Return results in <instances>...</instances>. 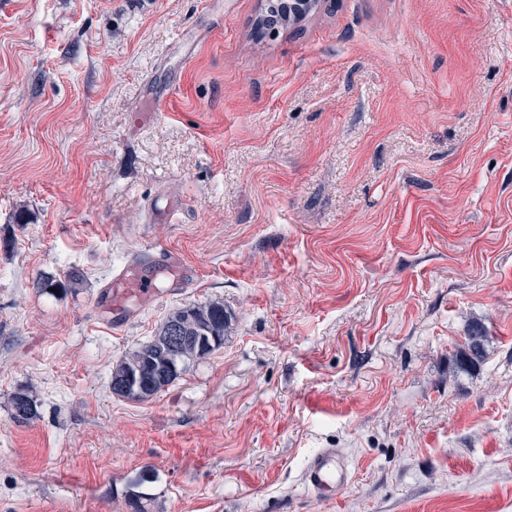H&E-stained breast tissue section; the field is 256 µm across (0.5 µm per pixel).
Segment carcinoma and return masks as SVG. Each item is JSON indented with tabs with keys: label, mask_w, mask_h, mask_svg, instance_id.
Returning <instances> with one entry per match:
<instances>
[{
	"label": "carcinoma",
	"mask_w": 512,
	"mask_h": 512,
	"mask_svg": "<svg viewBox=\"0 0 512 512\" xmlns=\"http://www.w3.org/2000/svg\"><path fill=\"white\" fill-rule=\"evenodd\" d=\"M180 316L182 333L191 337L186 344L177 348L166 347L165 336L169 335V322ZM228 326L224 303L215 301L205 305H189L170 314L160 325L154 338L129 353L112 373L113 379H126V390L119 396L131 400H142L161 391V386L171 385L177 375L168 376L162 385L149 390L139 384L144 379H154L168 369L171 360L178 365L191 358H203L224 344V331ZM485 337L475 333L468 336V352L460 361L463 366L472 365L481 357ZM13 419L26 423L37 415L35 401L26 393L18 392L12 397Z\"/></svg>",
	"instance_id": "1"
}]
</instances>
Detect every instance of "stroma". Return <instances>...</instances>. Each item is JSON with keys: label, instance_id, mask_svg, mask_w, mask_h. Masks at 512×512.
Listing matches in <instances>:
<instances>
[{"label": "stroma", "instance_id": "stroma-1", "mask_svg": "<svg viewBox=\"0 0 512 512\" xmlns=\"http://www.w3.org/2000/svg\"><path fill=\"white\" fill-rule=\"evenodd\" d=\"M265 6L0 0V512H512V0ZM155 241L200 275L112 330ZM213 300L220 349L113 395ZM181 313V329L184 336H192L186 344L177 348L166 347L165 336H169L170 320ZM228 326L224 313V303L215 301L205 305H189L172 312L160 325L154 338L129 353L112 373V378H126V390L120 397L142 400L155 395L164 388L158 384L148 390L139 384L140 380L154 379L168 369L173 358L177 360L179 371L183 363L191 358H203L224 344V331ZM216 345H210L211 341ZM179 371L167 376L162 385H171L178 377ZM131 380V381H130ZM13 419L17 423H27L37 415L35 401L25 392L15 393L12 397ZM303 482L317 497L334 498L353 479L349 460L338 448H322L308 462Z\"/></svg>", "mask_w": 512, "mask_h": 512}]
</instances>
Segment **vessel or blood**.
Here are the masks:
<instances>
[{
	"label": "vessel or blood",
	"instance_id": "1",
	"mask_svg": "<svg viewBox=\"0 0 512 512\" xmlns=\"http://www.w3.org/2000/svg\"><path fill=\"white\" fill-rule=\"evenodd\" d=\"M198 278L197 267L173 249L152 245L138 251L101 291L97 307L108 316L113 329H121L150 305L160 288L176 293ZM353 479L349 460L337 448H324L308 462L303 482L312 494L329 499Z\"/></svg>",
	"mask_w": 512,
	"mask_h": 512
}]
</instances>
